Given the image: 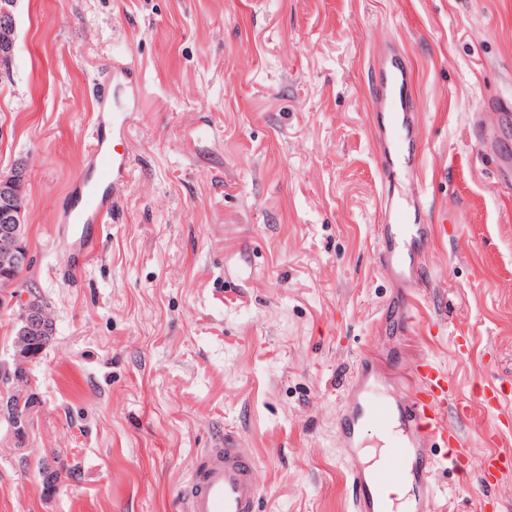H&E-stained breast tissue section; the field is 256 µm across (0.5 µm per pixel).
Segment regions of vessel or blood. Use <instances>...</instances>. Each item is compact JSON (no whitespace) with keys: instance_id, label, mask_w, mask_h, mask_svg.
I'll return each instance as SVG.
<instances>
[{"instance_id":"b4317fda","label":"vessel or blood","mask_w":512,"mask_h":512,"mask_svg":"<svg viewBox=\"0 0 512 512\" xmlns=\"http://www.w3.org/2000/svg\"><path fill=\"white\" fill-rule=\"evenodd\" d=\"M410 72L395 55H388L378 72L375 98L385 134L380 157V180L389 182L395 158L415 166L411 150L414 134V107L409 95ZM134 92L131 76L114 77L108 92L112 100V136L95 138L88 150L89 165L78 181L84 191L67 212L65 221L74 234L77 256H85L98 246L96 226L115 204L110 190L124 183L129 163L122 150L130 127L129 102ZM384 222L377 227L380 258L386 269L402 276L404 258L428 236L425 225L416 221V209L382 197ZM382 370L373 360H363L346 398L339 421L341 451L350 461L354 512H402L393 503V485L410 487L411 504L404 512H436L434 474L439 465L431 450L446 442L457 457L469 454L460 427L447 421L457 410L453 385L444 370L423 359L407 366L402 381L389 386L385 397H377L374 384ZM373 426L391 438L390 449L376 467L354 459L362 445V429ZM261 467L242 448L236 436L225 435L223 443L202 449L190 473L182 499L184 512H259Z\"/></svg>"}]
</instances>
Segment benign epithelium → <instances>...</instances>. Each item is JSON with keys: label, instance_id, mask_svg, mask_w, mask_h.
I'll use <instances>...</instances> for the list:
<instances>
[{"label": "benign epithelium", "instance_id": "1", "mask_svg": "<svg viewBox=\"0 0 512 512\" xmlns=\"http://www.w3.org/2000/svg\"><path fill=\"white\" fill-rule=\"evenodd\" d=\"M17 3L0 9V80L12 73L17 47ZM27 177L23 161H16L9 171L0 172V288L16 284L15 272L26 266L29 251L23 243L24 207L21 196ZM51 317L46 306L27 294L18 315L13 343V362L0 365V391L10 384V391L25 393L28 388V368L37 359L35 346L49 334Z\"/></svg>", "mask_w": 512, "mask_h": 512}]
</instances>
